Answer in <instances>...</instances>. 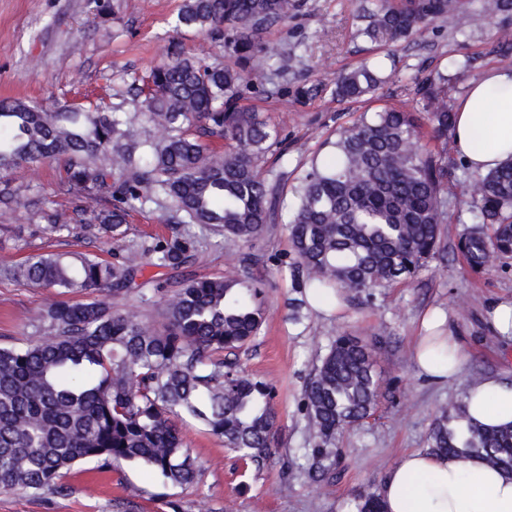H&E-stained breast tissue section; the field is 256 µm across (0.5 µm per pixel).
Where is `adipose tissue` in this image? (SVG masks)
I'll list each match as a JSON object with an SVG mask.
<instances>
[{
    "label": "adipose tissue",
    "instance_id": "adipose-tissue-1",
    "mask_svg": "<svg viewBox=\"0 0 512 512\" xmlns=\"http://www.w3.org/2000/svg\"><path fill=\"white\" fill-rule=\"evenodd\" d=\"M452 147L470 168L488 171L512 158V71L491 69L473 81L456 106ZM414 350L420 375L460 376L466 356L444 314L423 318ZM464 404L490 427L512 424V381L489 375L472 382ZM379 496L384 512H512V477L464 455L404 454Z\"/></svg>",
    "mask_w": 512,
    "mask_h": 512
}]
</instances>
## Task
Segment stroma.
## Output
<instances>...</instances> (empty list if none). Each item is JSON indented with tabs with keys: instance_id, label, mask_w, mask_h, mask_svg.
I'll list each match as a JSON object with an SVG mask.
<instances>
[{
	"instance_id": "obj_1",
	"label": "stroma",
	"mask_w": 512,
	"mask_h": 512,
	"mask_svg": "<svg viewBox=\"0 0 512 512\" xmlns=\"http://www.w3.org/2000/svg\"><path fill=\"white\" fill-rule=\"evenodd\" d=\"M183 0H0V99H22L51 108L59 104L135 106L127 90L174 47L208 62L224 58L210 38L175 30ZM302 17L276 27L268 44L295 53L279 97L264 87L245 90L242 106L279 124L286 140L284 160L268 156L267 168L296 169L321 151L337 128L354 119V107L331 95L299 102L296 80L333 83L337 73L371 49L353 39L354 0H307ZM471 24L463 32L430 27L421 38L396 45L394 71L371 100L370 109L411 99L412 77L439 70L448 76V101L457 104L470 82L488 68L512 69V50L498 46L479 0H469ZM70 214V194L55 164L21 165L0 172V253L23 261L38 253L82 252L113 260L120 244L88 233L55 234L40 223L42 208ZM471 215L452 210L444 225V254L418 274L371 298L350 299L342 313L322 316L295 288L286 225L273 224L250 244L204 249L190 271L199 276L252 278L267 319L245 348L230 353L238 368L276 392L278 458L240 460L223 440L192 423L184 430L199 475L189 487L162 484L145 467L87 461L67 471L60 493L34 495L0 490V512H350L360 494L379 491L389 470L406 452L423 450L435 416L462 402L464 388L487 375L512 378V340L491 332L493 302L512 299V260L477 274L456 248ZM61 295L0 279V346L38 338L33 320ZM449 315L466 353L462 375L437 382L418 374L413 348L422 316ZM339 335L370 345L381 375L373 414L337 434L327 459L333 477L313 475L304 448L303 392L318 359Z\"/></svg>"
}]
</instances>
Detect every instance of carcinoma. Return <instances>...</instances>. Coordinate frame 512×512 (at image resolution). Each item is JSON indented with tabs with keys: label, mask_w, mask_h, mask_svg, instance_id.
<instances>
[{
	"label": "carcinoma",
	"mask_w": 512,
	"mask_h": 512,
	"mask_svg": "<svg viewBox=\"0 0 512 512\" xmlns=\"http://www.w3.org/2000/svg\"><path fill=\"white\" fill-rule=\"evenodd\" d=\"M359 0L364 25L355 36L391 47L422 35L432 23L463 31L466 0ZM306 0H183L176 27L224 45L229 62L209 65L176 50L133 87L135 112L62 107L50 112L32 101L0 100V172L55 161L73 192L72 212L85 228L112 240L125 237L129 212L161 206L169 234L124 246L116 262L85 254H42L16 262L0 254V275L62 293L37 316L50 336L22 347H0V490L60 492V478L94 460L145 465L165 484L196 482L195 460L184 448L182 424L200 423L245 459L276 452L274 390L224 359L259 335L266 312L256 289L225 276L156 285L140 301L159 307L157 329L133 307L111 300L139 287L143 259L179 270L201 249L247 245L268 224L288 226L297 288H340L371 295L413 276L439 252L450 206H469L473 222L457 249L474 271L512 255V158L486 172L458 178L448 155L454 110L448 76L416 83L415 105L404 101L363 112L336 132L331 150L315 157L294 183L262 172L261 162L283 144L279 126L240 105V87L288 74L294 56L272 60L265 36L301 17ZM512 0H481L495 25ZM387 57L365 58L336 76L333 88L300 84L297 98L330 91L339 103L371 97ZM442 144L435 151L424 142ZM222 141L227 149L212 148ZM111 206L99 209L103 199ZM38 218L55 232L71 231L62 215ZM380 376L373 351L341 335L320 358L304 391L307 456L326 474L336 432L370 416ZM428 451L465 453L512 475V425L485 427L464 404L435 417ZM354 512H383L380 496L357 497Z\"/></svg>",
	"instance_id": "carcinoma-1"
}]
</instances>
